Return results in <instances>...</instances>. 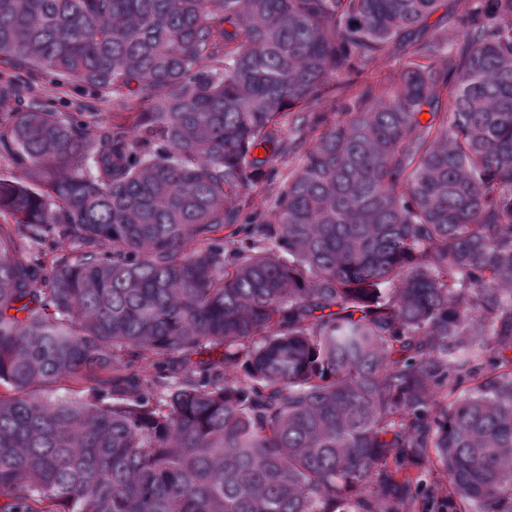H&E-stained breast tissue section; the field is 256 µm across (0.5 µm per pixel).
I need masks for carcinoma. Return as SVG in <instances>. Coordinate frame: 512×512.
I'll return each mask as SVG.
<instances>
[{"label":"carcinoma","instance_id":"cac0c4a2","mask_svg":"<svg viewBox=\"0 0 512 512\" xmlns=\"http://www.w3.org/2000/svg\"><path fill=\"white\" fill-rule=\"evenodd\" d=\"M441 6L0 0V512H512V0ZM44 88L52 89L43 91ZM60 92H55V88L49 82V78H44L38 85H35L37 93L48 96V105L57 112H99L102 125H109L112 122V107L104 106L95 94L80 84L68 83L59 88ZM310 145L308 142L303 148L295 151H287L283 153L281 150L273 153H265L263 150L262 155H258V151L254 153L255 156L260 158H267V168L273 169L278 173L277 181L265 182L254 187L249 195V206L245 211V217H258L267 218L270 213L273 198L277 192L276 185L279 181L288 177L294 169H296L303 160L305 155L304 150Z\"/></svg>","mask_w":512,"mask_h":512}]
</instances>
